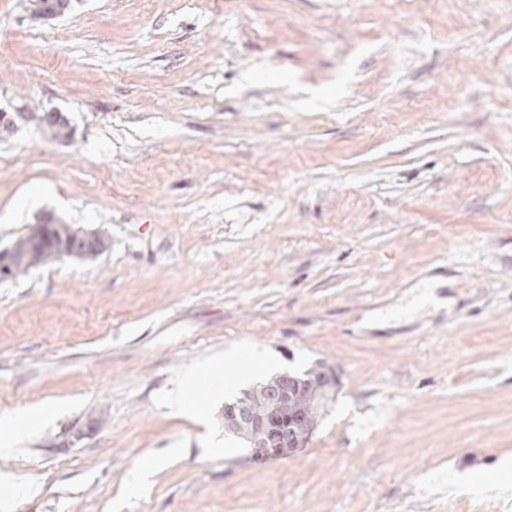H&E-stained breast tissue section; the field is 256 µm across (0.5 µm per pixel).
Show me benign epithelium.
<instances>
[{"mask_svg": "<svg viewBox=\"0 0 512 512\" xmlns=\"http://www.w3.org/2000/svg\"><path fill=\"white\" fill-rule=\"evenodd\" d=\"M105 238L98 233H87L74 240L63 239L60 256L93 255L103 250ZM302 382L286 373L278 374L266 384L268 407L262 416L253 415L245 399L239 398L224 406V427L246 436L254 457L282 456L302 447L305 438L282 429L281 420L294 414L296 395Z\"/></svg>", "mask_w": 512, "mask_h": 512, "instance_id": "benign-epithelium-1", "label": "benign epithelium"}]
</instances>
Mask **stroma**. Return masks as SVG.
<instances>
[{"instance_id":"obj_1","label":"stroma","mask_w":512,"mask_h":512,"mask_svg":"<svg viewBox=\"0 0 512 512\" xmlns=\"http://www.w3.org/2000/svg\"><path fill=\"white\" fill-rule=\"evenodd\" d=\"M0 111V251L109 243L0 281L13 512H512V0H0ZM251 350L336 371L288 455L169 405ZM32 114V118L34 121L38 123V125L43 129L45 133L50 134V136L59 141L67 142L73 139L74 129L71 127L69 120L62 113V121L59 120L60 115L55 113V116L58 118L54 121H49L46 119L47 112L42 113H30ZM47 221L48 220H45L44 224ZM44 224H37L35 230L32 232L36 241L40 239V231ZM81 232V230L74 229L69 224H55L48 232L47 240L40 244L34 243L31 233L19 238L13 247L8 249L15 255L9 251L0 252V269H11L2 275L0 273V280L27 273L32 268L50 263L64 256H73L75 254L93 255L103 250L106 241L105 238L98 233H87L74 240L63 238L58 251L53 246L50 238L51 235L55 238H60L62 234H77ZM58 252L60 255H58ZM16 257L18 258V262L13 267V263L17 260ZM37 419L38 412H33L23 420H1L0 433L2 435L3 431L6 432L8 438L2 441L0 452L6 454L13 442L18 443L26 439L32 433Z\"/></svg>"}]
</instances>
